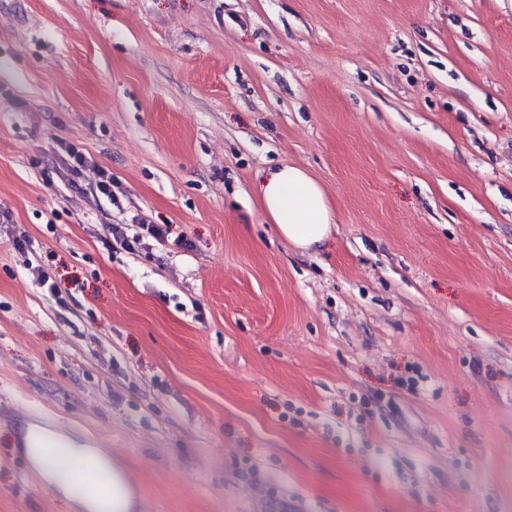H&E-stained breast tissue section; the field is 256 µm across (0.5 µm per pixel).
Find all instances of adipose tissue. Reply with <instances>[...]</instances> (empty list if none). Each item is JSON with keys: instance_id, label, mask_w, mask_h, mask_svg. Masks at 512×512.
I'll use <instances>...</instances> for the list:
<instances>
[{"instance_id": "adipose-tissue-1", "label": "adipose tissue", "mask_w": 512, "mask_h": 512, "mask_svg": "<svg viewBox=\"0 0 512 512\" xmlns=\"http://www.w3.org/2000/svg\"><path fill=\"white\" fill-rule=\"evenodd\" d=\"M256 193L265 215L295 248L317 249L330 238L334 212L324 188L307 170L294 165L271 170L260 179ZM46 438L54 440V447H39V440ZM24 454L42 484L70 503L74 512H136L139 506L138 491L121 462L106 450L91 447L79 435L28 424ZM94 472L111 483V499H100L98 488L89 479Z\"/></svg>"}]
</instances>
